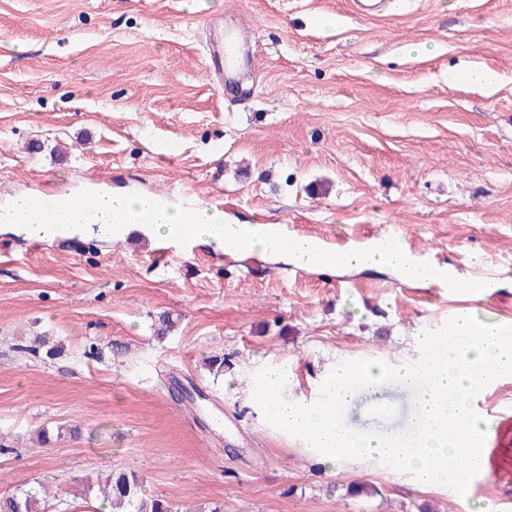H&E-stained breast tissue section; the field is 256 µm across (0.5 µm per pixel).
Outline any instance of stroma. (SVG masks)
Returning <instances> with one entry per match:
<instances>
[{
	"mask_svg": "<svg viewBox=\"0 0 512 512\" xmlns=\"http://www.w3.org/2000/svg\"><path fill=\"white\" fill-rule=\"evenodd\" d=\"M255 34L263 73L233 106L203 67L205 24ZM479 68L492 88L458 81ZM224 196L235 221L344 245L397 224L481 301L378 271L282 275L196 245L160 262L139 242L0 231V496L50 483V512L100 506L135 473L175 512H512V455L466 495L407 474L327 469L268 425L246 387L265 366L307 400L339 362L418 359L419 332L459 313L512 320V0H0V204L27 191ZM173 329L157 335L160 317ZM224 358L223 374L209 370ZM358 394L345 421L396 432Z\"/></svg>",
	"mask_w": 512,
	"mask_h": 512,
	"instance_id": "35a3bbf8",
	"label": "stroma"
}]
</instances>
